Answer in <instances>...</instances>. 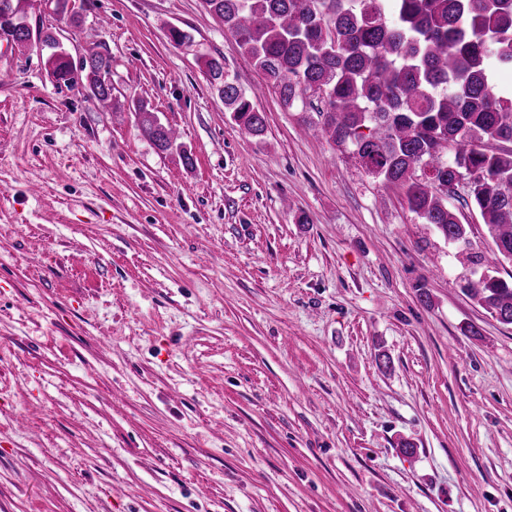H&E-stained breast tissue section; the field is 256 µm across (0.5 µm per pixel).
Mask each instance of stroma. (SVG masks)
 <instances>
[{"label": "stroma", "mask_w": 512, "mask_h": 512, "mask_svg": "<svg viewBox=\"0 0 512 512\" xmlns=\"http://www.w3.org/2000/svg\"><path fill=\"white\" fill-rule=\"evenodd\" d=\"M26 22L108 52L115 101L180 146L0 43V512H512V325L464 293L460 246L283 107L201 0ZM204 67L213 88L219 98L224 101V108L231 112L232 119L246 132L261 137L266 131L265 117L254 108L251 101L233 83L227 80L224 73L223 56H211L204 60ZM128 107L135 112L142 130L156 149L164 153L179 146L177 131L164 124L148 102L132 100Z\"/></svg>", "instance_id": "stroma-1"}]
</instances>
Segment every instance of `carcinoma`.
I'll return each instance as SVG.
<instances>
[{
  "instance_id": "carcinoma-1",
  "label": "carcinoma",
  "mask_w": 512,
  "mask_h": 512,
  "mask_svg": "<svg viewBox=\"0 0 512 512\" xmlns=\"http://www.w3.org/2000/svg\"><path fill=\"white\" fill-rule=\"evenodd\" d=\"M29 0H0V41L26 47ZM236 37L244 54L287 107L318 98L315 127L333 145L354 147L361 166L396 188L409 209L450 243L470 245L465 225L448 209L459 174L469 178L465 204L479 210L492 240L489 279L464 291L512 325V281L499 267L512 264V97L500 95L486 60L512 67V0H201ZM37 47L58 84L81 86L105 107L112 101V58L94 51L75 62L50 30ZM204 67L224 108L246 132L261 137L263 113L224 73V57ZM145 135L161 152L178 146V133L151 105L133 100ZM434 181L417 178L421 165Z\"/></svg>"
}]
</instances>
